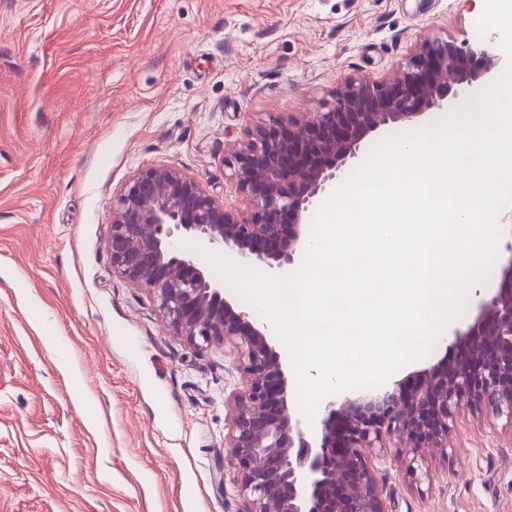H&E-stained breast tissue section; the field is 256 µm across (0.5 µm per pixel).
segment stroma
I'll use <instances>...</instances> for the list:
<instances>
[{"mask_svg": "<svg viewBox=\"0 0 512 512\" xmlns=\"http://www.w3.org/2000/svg\"><path fill=\"white\" fill-rule=\"evenodd\" d=\"M484 0H0V512H241L230 347L172 336L112 269V199L168 166L240 203L244 128L390 74L426 32L499 53ZM388 512H512V428L461 409Z\"/></svg>", "mask_w": 512, "mask_h": 512, "instance_id": "1", "label": "stroma"}]
</instances>
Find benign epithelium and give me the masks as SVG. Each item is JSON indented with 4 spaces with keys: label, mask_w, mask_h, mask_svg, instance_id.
I'll use <instances>...</instances> for the list:
<instances>
[{
    "label": "benign epithelium",
    "mask_w": 512,
    "mask_h": 512,
    "mask_svg": "<svg viewBox=\"0 0 512 512\" xmlns=\"http://www.w3.org/2000/svg\"><path fill=\"white\" fill-rule=\"evenodd\" d=\"M498 63L485 50L427 34L392 75L346 77L332 104L247 127L224 159L243 209L171 167L140 171L112 201V269L148 291L173 335L200 348L224 343L238 354L241 382L231 393L224 459L242 512H386L374 464L383 449L405 450L412 478L418 458L451 447L460 408L512 422V259L473 322L454 332L456 357L419 370L411 384L329 402L310 440L290 412L288 365L269 326L237 311L224 281L177 241L285 272L308 244L304 219L367 135L450 110Z\"/></svg>",
    "instance_id": "7a95c632"
}]
</instances>
